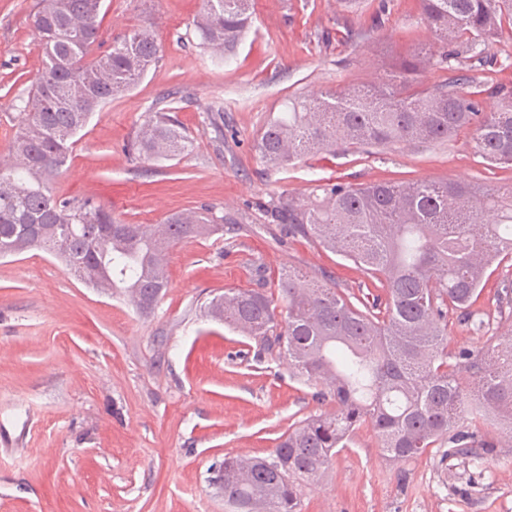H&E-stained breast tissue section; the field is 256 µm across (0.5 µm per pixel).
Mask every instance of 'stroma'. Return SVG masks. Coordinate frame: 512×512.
<instances>
[{
  "label": "stroma",
  "mask_w": 512,
  "mask_h": 512,
  "mask_svg": "<svg viewBox=\"0 0 512 512\" xmlns=\"http://www.w3.org/2000/svg\"><path fill=\"white\" fill-rule=\"evenodd\" d=\"M34 0H0V160L7 159L27 89L42 68ZM203 0H103V50L150 27L162 59L131 91L96 113L57 179L66 198H90L131 224L216 206L237 217L231 240L198 238L168 250V285L140 315L31 250L0 259V512H227L218 473L225 456H265L294 423L333 411L285 358L207 320L202 306L228 289L295 270L331 288L379 293L377 281L317 244L288 238L264 209L313 180L469 181L512 191V168L491 166L469 135L395 146L375 155H326L285 173L264 172L254 139L289 96L383 77L384 62L431 34L417 0H255L253 26L230 62L185 36ZM463 72L512 80V38L483 60L460 54L424 85ZM173 99L193 151L161 165L130 159L126 144L148 108ZM224 102V150L204 117ZM512 285L499 266L470 308L448 315V350L494 347L512 323L497 294ZM301 512H512V447L478 458L431 448L393 463L370 428L353 436Z\"/></svg>",
  "instance_id": "1"
}]
</instances>
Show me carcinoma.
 <instances>
[{
  "instance_id": "cac0c4a2",
  "label": "carcinoma",
  "mask_w": 512,
  "mask_h": 512,
  "mask_svg": "<svg viewBox=\"0 0 512 512\" xmlns=\"http://www.w3.org/2000/svg\"><path fill=\"white\" fill-rule=\"evenodd\" d=\"M98 0H35L33 30L44 60L27 92L13 142V162L0 166V256L42 249L91 288L123 296L147 315L167 287L166 256L180 241L208 237L235 224L202 205L160 224H128L90 199L59 196L54 183L91 116L136 86L159 63L145 27L97 56ZM190 27L198 46L231 55L253 23V0H204ZM442 50L419 44L392 60L385 77L294 98L270 117L253 144L262 166L286 171L299 158L351 149L377 153L396 145L446 141L472 133L490 164L512 168V85L454 76L420 84L427 69L448 63L458 44L479 57L507 32L512 0H418ZM224 106L207 114L224 146ZM194 139L163 98L146 112L130 147L147 162L176 160ZM267 216L292 238L316 243L380 283L368 300L311 281L295 271L279 278L286 313L265 288L229 289L204 305L207 317L288 357L293 373L321 389L336 411L288 429L267 457L246 464L224 457L229 512H301L303 488L322 480L339 449L362 426L385 456L408 461L443 442L461 455L512 446V328L492 349L461 348L448 362V310L467 312L493 266L512 262V192L471 182L353 185L328 180L306 197H281ZM97 224L87 238L81 226ZM477 383L473 397L459 382Z\"/></svg>"
}]
</instances>
